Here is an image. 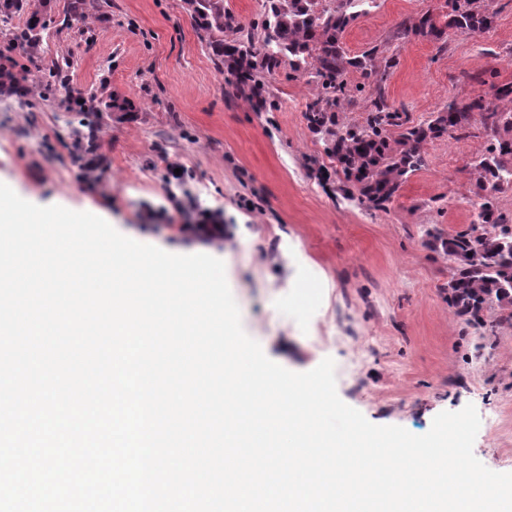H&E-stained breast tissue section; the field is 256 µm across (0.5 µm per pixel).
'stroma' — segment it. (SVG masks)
<instances>
[{
    "mask_svg": "<svg viewBox=\"0 0 512 512\" xmlns=\"http://www.w3.org/2000/svg\"><path fill=\"white\" fill-rule=\"evenodd\" d=\"M69 3L44 0L42 51L26 60L19 91L0 94V183L39 206L98 211L166 252L221 259L242 326L269 359L306 372L332 358L343 402L415 435L440 412L474 405L475 456L512 473V326L484 336L457 316L448 261L423 237L430 224L451 233L471 223L468 170L484 139L431 142L424 168L388 209L367 213L312 169L323 146L302 117L310 89L287 69L271 79L275 109L258 113L227 96L181 0H86L77 19ZM443 3L378 0L344 35L350 54H396L388 97L416 123L484 94L477 74L512 83V0H494L490 32L390 41L398 23L442 14ZM61 60L75 95L43 96L36 87ZM89 91L126 105L99 120L92 155L103 170L94 180L70 136L78 96ZM211 219L224 226L223 247L174 230Z\"/></svg>",
    "mask_w": 512,
    "mask_h": 512,
    "instance_id": "1",
    "label": "stroma"
}]
</instances>
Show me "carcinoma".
Wrapping results in <instances>:
<instances>
[{"instance_id":"carcinoma-1","label":"carcinoma","mask_w":512,"mask_h":512,"mask_svg":"<svg viewBox=\"0 0 512 512\" xmlns=\"http://www.w3.org/2000/svg\"><path fill=\"white\" fill-rule=\"evenodd\" d=\"M376 0H265L264 10L248 24L224 10V0H183L197 36L214 65L225 75L230 95L256 112L274 108L269 77L282 66L311 89L303 119L323 144L329 164L319 171L336 176L346 197L361 209L383 210L408 178L425 166V148L449 134L485 137L484 152L470 165L478 189L475 220L447 233L434 226L425 244L448 258V305L477 329L512 325V215L498 206L499 194L512 189V84L489 82V91L466 103L454 100L414 124L405 108L389 101L386 80L397 57L372 47L350 54L346 29ZM441 18L425 13L400 22L391 40L412 37L441 41L447 31L483 34L495 27L499 10L491 0H445ZM44 24L32 13L13 32L19 57L28 59L43 43ZM360 81L350 83V75ZM355 94H364L369 109L362 120L345 112ZM103 102L87 100L85 127L73 130L75 145L92 151V137Z\"/></svg>"}]
</instances>
